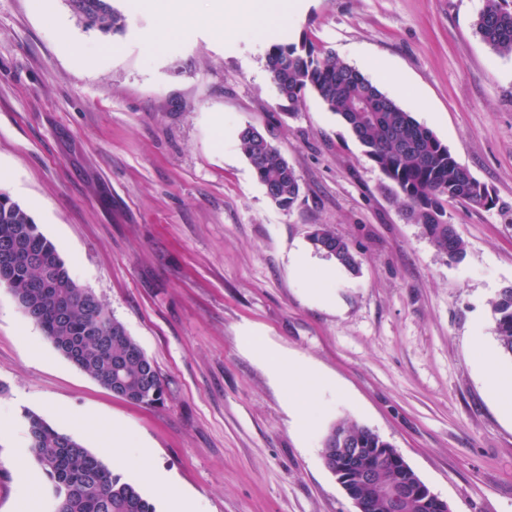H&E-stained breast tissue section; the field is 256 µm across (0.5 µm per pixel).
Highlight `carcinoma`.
<instances>
[{
  "mask_svg": "<svg viewBox=\"0 0 512 512\" xmlns=\"http://www.w3.org/2000/svg\"><path fill=\"white\" fill-rule=\"evenodd\" d=\"M89 28L120 33L125 16L113 0H69ZM477 34L497 54L512 56V0H483L475 21ZM267 68L278 96L299 107L312 91L337 114L384 178L399 189L405 213L425 232L437 250L456 261L465 243L448 217V202L485 206L489 192L463 167L433 132L361 71L331 50L302 43L276 42L266 53ZM238 139L256 178L280 207H291L300 195L294 170L266 136L252 125ZM311 244L356 272L358 261L349 245L329 228L314 230ZM10 288L19 306L79 370L124 400L152 406L163 402L165 383L152 360L122 322L90 288L71 276L54 245L38 230L30 213L0 192V283ZM495 334L512 356V286L492 302ZM33 459L54 495L53 512H156L137 485L115 473L97 453L57 430L41 415L24 414ZM371 429L339 420L324 434L321 455L327 469L342 448H389ZM372 512H394L385 486L359 488Z\"/></svg>",
  "mask_w": 512,
  "mask_h": 512,
  "instance_id": "1",
  "label": "carcinoma"
}]
</instances>
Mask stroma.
I'll return each instance as SVG.
<instances>
[{
    "mask_svg": "<svg viewBox=\"0 0 512 512\" xmlns=\"http://www.w3.org/2000/svg\"><path fill=\"white\" fill-rule=\"evenodd\" d=\"M115 5L126 28L105 35L68 0H0V191L154 361L166 396L143 407L102 387L1 283L0 512L32 497L52 510L42 471L26 486L16 468L31 457L28 411L102 454L156 512L165 492L114 455L113 430L200 512H355L321 456L343 419L390 442L452 512H512V418L482 371L490 352L512 375L491 307L512 286V57L477 34L483 0H296L263 34L201 17L162 45L152 10ZM278 40L331 49L488 188L491 206L448 205L461 260L406 218L314 93L289 112L266 65ZM384 66L417 101L382 82ZM248 124L295 171L292 207L256 179L236 135ZM322 225L357 272L314 250ZM275 357L316 379L282 382Z\"/></svg>",
    "mask_w": 512,
    "mask_h": 512,
    "instance_id": "stroma-1",
    "label": "stroma"
}]
</instances>
